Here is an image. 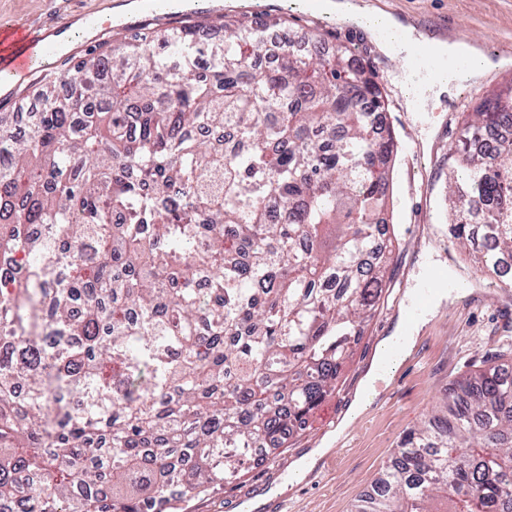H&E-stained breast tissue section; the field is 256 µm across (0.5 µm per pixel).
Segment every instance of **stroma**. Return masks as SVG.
<instances>
[{
  "instance_id": "1",
  "label": "stroma",
  "mask_w": 512,
  "mask_h": 512,
  "mask_svg": "<svg viewBox=\"0 0 512 512\" xmlns=\"http://www.w3.org/2000/svg\"><path fill=\"white\" fill-rule=\"evenodd\" d=\"M123 0H0V23L18 21L44 30L77 23L106 2ZM412 23L431 36L475 44L481 55L512 56V0H364ZM290 35L316 31L330 45L347 46L376 70L388 100L390 121L400 142L393 183V222L398 247L387 269L391 286L367 322L335 394L316 410L311 429L294 436L288 447L264 453L246 465L234 486L182 503L180 512H241L244 503L281 484L284 473L312 449L322 447L346 418L365 378L404 305L423 274L420 263L433 255L452 266L468 288L465 296L441 307L399 358L397 389H380L369 408L348 429L310 475L294 480L281 496L282 512H350L369 490L400 439L428 416L448 387L469 371L512 358V284L477 271L468 255L448 241V150L459 134L461 115L482 99L512 86V65L495 69L480 81L453 75L452 94L441 108L409 111L407 91L398 83L405 62L380 52L364 25L334 23L297 5L288 12Z\"/></svg>"
}]
</instances>
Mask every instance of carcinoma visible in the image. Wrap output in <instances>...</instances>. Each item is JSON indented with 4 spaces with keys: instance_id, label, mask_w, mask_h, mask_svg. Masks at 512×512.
<instances>
[{
    "instance_id": "cac0c4a2",
    "label": "carcinoma",
    "mask_w": 512,
    "mask_h": 512,
    "mask_svg": "<svg viewBox=\"0 0 512 512\" xmlns=\"http://www.w3.org/2000/svg\"><path fill=\"white\" fill-rule=\"evenodd\" d=\"M273 27L241 13L218 43L188 22L149 30L42 85L19 133L0 113V253L26 270L0 278L9 512H175L310 429L336 391L387 286L397 139L375 135L387 100L346 47L310 35L252 71ZM509 120L512 87L448 151L449 234L502 282L512 140L471 145ZM226 125L249 147L213 158L198 133ZM55 386L82 407L52 421ZM352 512H512V363L456 381Z\"/></svg>"
}]
</instances>
